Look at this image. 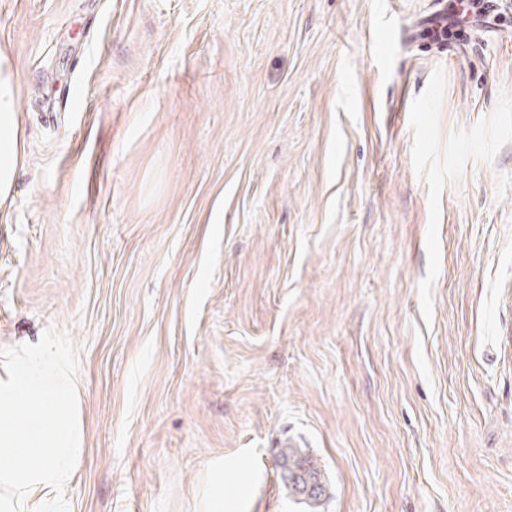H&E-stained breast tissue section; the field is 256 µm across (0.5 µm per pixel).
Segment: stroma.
I'll use <instances>...</instances> for the list:
<instances>
[{"label": "stroma", "instance_id": "obj_1", "mask_svg": "<svg viewBox=\"0 0 512 512\" xmlns=\"http://www.w3.org/2000/svg\"><path fill=\"white\" fill-rule=\"evenodd\" d=\"M439 2L0 0V348L67 331L85 429L23 512H307L283 438L321 512H512V0ZM4 58L0 63V196L6 195L14 180L18 164L19 135L16 112L17 91L8 73L3 76ZM279 445L277 460L288 495L300 497L299 503H305L313 512H320L317 509L322 505V498L329 495L324 473L301 448L288 443V439Z\"/></svg>", "mask_w": 512, "mask_h": 512}]
</instances>
